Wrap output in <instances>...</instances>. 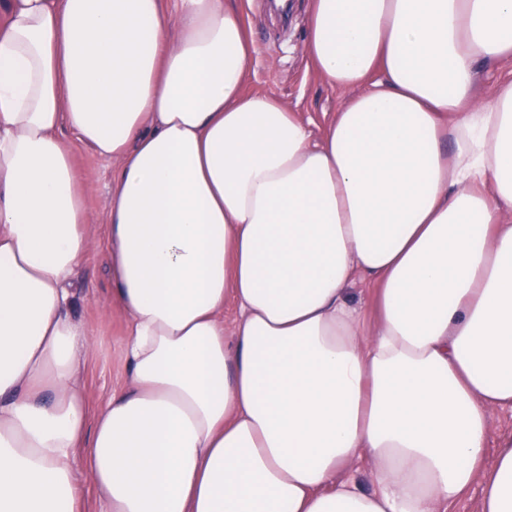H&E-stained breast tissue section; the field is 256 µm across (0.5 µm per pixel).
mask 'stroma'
Instances as JSON below:
<instances>
[{
  "instance_id": "obj_1",
  "label": "stroma",
  "mask_w": 512,
  "mask_h": 512,
  "mask_svg": "<svg viewBox=\"0 0 512 512\" xmlns=\"http://www.w3.org/2000/svg\"><path fill=\"white\" fill-rule=\"evenodd\" d=\"M307 0H292L288 18L271 9L268 0H242L254 21L258 54L249 72V86L271 92L298 112L312 131L332 117L344 100L342 92L323 85L308 69L304 52ZM113 165L91 149L77 147L76 171L91 217L90 246L75 276L79 300L74 314L86 325L94 343L85 383L93 405H100L124 378L123 347L127 319L109 297L105 261L104 213Z\"/></svg>"
}]
</instances>
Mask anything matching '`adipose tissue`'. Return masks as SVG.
<instances>
[{"mask_svg": "<svg viewBox=\"0 0 512 512\" xmlns=\"http://www.w3.org/2000/svg\"><path fill=\"white\" fill-rule=\"evenodd\" d=\"M304 48L349 94L317 137L239 0H0V512H512V0H308ZM79 145L128 319L96 409Z\"/></svg>", "mask_w": 512, "mask_h": 512, "instance_id": "adipose-tissue-1", "label": "adipose tissue"}]
</instances>
